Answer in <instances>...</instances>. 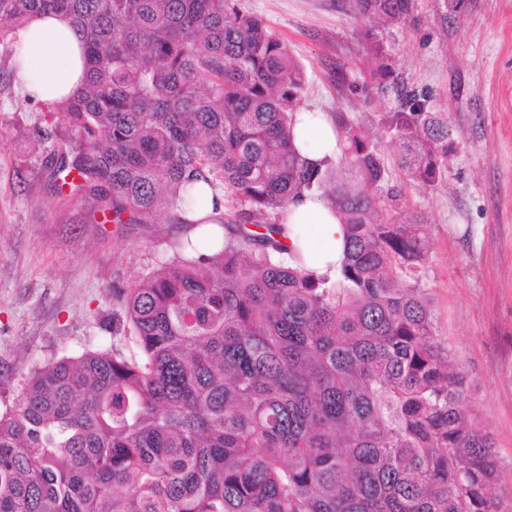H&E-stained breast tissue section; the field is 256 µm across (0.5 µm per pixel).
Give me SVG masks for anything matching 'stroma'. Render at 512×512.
<instances>
[{"instance_id": "35a3bbf8", "label": "stroma", "mask_w": 512, "mask_h": 512, "mask_svg": "<svg viewBox=\"0 0 512 512\" xmlns=\"http://www.w3.org/2000/svg\"><path fill=\"white\" fill-rule=\"evenodd\" d=\"M402 23L382 25L352 0H236L264 20L304 69L305 109L346 114L391 157L380 123L394 95L377 93L366 44L384 41L395 73L448 115L460 147L437 188L389 167L404 216L429 242L423 286L436 334L464 373L477 426L500 458L495 493L512 495V0H414ZM0 47V412L14 409L35 360L93 342L131 355L113 334L110 296L171 260L191 227L169 214L150 224L92 217L58 170L56 148L72 131L27 98ZM351 85L337 84V73Z\"/></svg>"}]
</instances>
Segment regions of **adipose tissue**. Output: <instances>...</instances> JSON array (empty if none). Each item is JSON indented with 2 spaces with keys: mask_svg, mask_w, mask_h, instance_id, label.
<instances>
[{
  "mask_svg": "<svg viewBox=\"0 0 512 512\" xmlns=\"http://www.w3.org/2000/svg\"><path fill=\"white\" fill-rule=\"evenodd\" d=\"M16 49L20 85L30 98L51 102L81 87L85 61L70 19L54 14L30 17L17 33ZM295 143L313 161L338 150L331 121L315 110L299 113ZM282 222L286 244L302 255L308 270L335 271L343 254L344 228L323 200L309 193L301 196Z\"/></svg>",
  "mask_w": 512,
  "mask_h": 512,
  "instance_id": "1",
  "label": "adipose tissue"
}]
</instances>
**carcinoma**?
<instances>
[{
	"label": "carcinoma",
	"mask_w": 512,
	"mask_h": 512,
	"mask_svg": "<svg viewBox=\"0 0 512 512\" xmlns=\"http://www.w3.org/2000/svg\"><path fill=\"white\" fill-rule=\"evenodd\" d=\"M398 22L414 0H355ZM70 17L86 79L53 105L73 134L59 168L115 224H147L219 190L224 245L189 241L112 289L138 355L87 348L33 366L0 413V512H512L463 374L435 337L423 225L388 218L384 156L336 115L340 153L294 144L304 71L234 0H0V45L33 14ZM377 91L396 85L367 43ZM382 124L428 187L459 140L424 93ZM315 192L345 227L332 274L283 248Z\"/></svg>",
	"instance_id": "carcinoma-1"
}]
</instances>
